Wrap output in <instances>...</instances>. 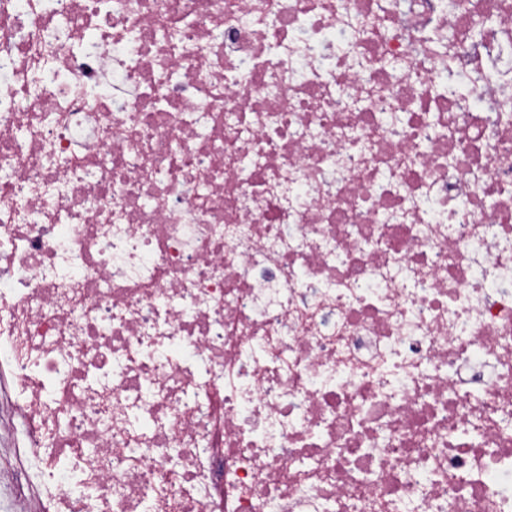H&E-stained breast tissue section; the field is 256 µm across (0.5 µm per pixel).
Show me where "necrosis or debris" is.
<instances>
[{
    "instance_id": "obj_1",
    "label": "necrosis or debris",
    "mask_w": 512,
    "mask_h": 512,
    "mask_svg": "<svg viewBox=\"0 0 512 512\" xmlns=\"http://www.w3.org/2000/svg\"><path fill=\"white\" fill-rule=\"evenodd\" d=\"M11 512H512V0H0Z\"/></svg>"
}]
</instances>
